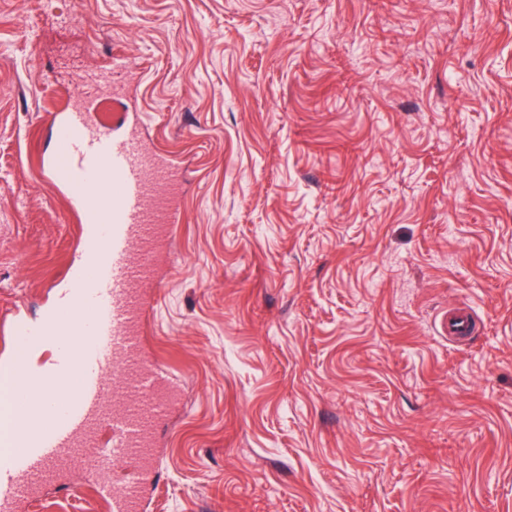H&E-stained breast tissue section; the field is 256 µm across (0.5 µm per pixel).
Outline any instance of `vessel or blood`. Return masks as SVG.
<instances>
[{"instance_id":"b4317fda","label":"vessel or blood","mask_w":512,"mask_h":512,"mask_svg":"<svg viewBox=\"0 0 512 512\" xmlns=\"http://www.w3.org/2000/svg\"><path fill=\"white\" fill-rule=\"evenodd\" d=\"M100 92V85L82 86L79 106L55 115L54 148L42 164L80 214L82 258L69 270L64 299L68 310L90 317L83 341L62 344L47 369L0 363V512H16L81 448L114 467L111 483L100 488L112 512H143L157 475L155 429L178 395L139 340L158 245L182 220L178 167L142 137L136 111L126 110L122 132H113L98 112ZM66 323L54 315L34 325L17 312L10 330L33 343L63 335ZM61 377L76 378L78 392L50 419L47 396ZM106 427L108 448L99 441Z\"/></svg>"}]
</instances>
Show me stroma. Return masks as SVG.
<instances>
[{"label":"stroma","instance_id":"obj_1","mask_svg":"<svg viewBox=\"0 0 512 512\" xmlns=\"http://www.w3.org/2000/svg\"><path fill=\"white\" fill-rule=\"evenodd\" d=\"M114 57L182 184L148 512H512V0H0V312L67 284L41 163ZM111 476L18 512H110Z\"/></svg>","mask_w":512,"mask_h":512}]
</instances>
